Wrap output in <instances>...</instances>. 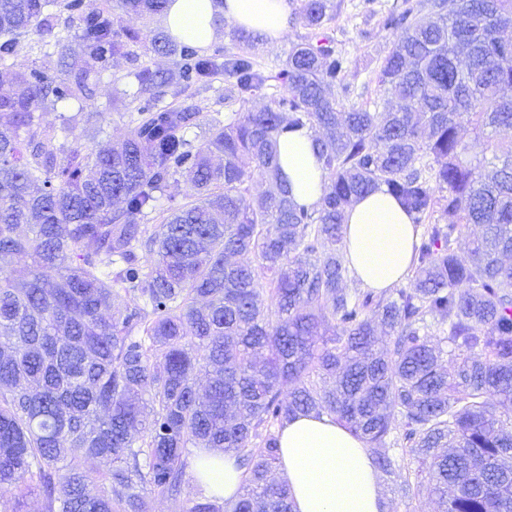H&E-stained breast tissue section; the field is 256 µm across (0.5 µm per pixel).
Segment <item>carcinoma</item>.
I'll use <instances>...</instances> for the list:
<instances>
[{
  "instance_id": "1",
  "label": "carcinoma",
  "mask_w": 512,
  "mask_h": 512,
  "mask_svg": "<svg viewBox=\"0 0 512 512\" xmlns=\"http://www.w3.org/2000/svg\"><path fill=\"white\" fill-rule=\"evenodd\" d=\"M55 0H0V62L19 35L53 24ZM167 0H69L81 62L61 40V73L32 70L0 85V499L4 512H146L147 488L182 512H292L276 428L327 414L365 440L400 490L438 497V512H512V0H405L374 109L343 110L346 59L333 42L292 46L264 109L228 124L160 107L172 81L133 73L145 102L119 147L67 150L35 109L88 100L108 59L124 54L116 12L145 22ZM330 0H302L319 27ZM178 55L179 90L213 60ZM224 67L240 101L268 77L249 56ZM475 130L459 136L460 115ZM205 126L199 145L186 130ZM307 126L324 172L319 207L278 184L277 138ZM491 161L466 160L474 146ZM276 191L250 196L254 173ZM192 198L163 208L170 177ZM384 185L415 224L410 283L389 299L346 286V211ZM156 214L160 222L145 221ZM482 234L465 257L464 226ZM336 243L327 249L325 243ZM252 255L254 262L231 261ZM29 260L14 267L18 257ZM433 321L443 336L428 334ZM388 329L378 346L374 325ZM451 356L453 370L443 365ZM232 452L239 499L181 501L189 448ZM105 460L98 477L86 465Z\"/></svg>"
}]
</instances>
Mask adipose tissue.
<instances>
[{
  "label": "adipose tissue",
  "instance_id": "obj_1",
  "mask_svg": "<svg viewBox=\"0 0 512 512\" xmlns=\"http://www.w3.org/2000/svg\"><path fill=\"white\" fill-rule=\"evenodd\" d=\"M289 0H168L163 15L169 35L198 48L216 40L221 23L278 45L288 31ZM282 181L294 202L316 207L324 192L314 133L302 127L279 136ZM420 230L385 187L372 190L347 211L344 257L362 286L381 294L401 283L412 266ZM280 473L293 512H386L377 471L365 443L328 415L300 413L279 430ZM191 472L205 497L231 502L244 484L234 454L203 451Z\"/></svg>",
  "mask_w": 512,
  "mask_h": 512
}]
</instances>
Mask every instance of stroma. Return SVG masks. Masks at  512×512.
<instances>
[{
    "label": "stroma",
    "instance_id": "obj_1",
    "mask_svg": "<svg viewBox=\"0 0 512 512\" xmlns=\"http://www.w3.org/2000/svg\"><path fill=\"white\" fill-rule=\"evenodd\" d=\"M404 0H331L329 11L322 27L306 25L301 15V0H290L291 21L288 32L281 43L273 48L266 47L263 41L248 44L241 41L239 32L222 27L220 36L207 50L208 56L223 61L231 55H251L268 81L253 91L247 103L229 94L234 84L230 74L219 73L211 81L199 84L184 92H176L174 87L161 88L160 105L188 108L202 116H220L224 122H231L242 107L258 111L263 109L271 93H285L286 88L274 76L288 57L293 44L327 37L333 40L337 50L348 59L346 84L348 91L340 97L343 108L353 106L372 107L381 98L378 83L379 70L384 56L391 47L392 36L383 26L387 11L402 8ZM119 26L138 30L140 38L129 44L128 55L109 60L101 71L91 101L82 104L74 100L48 103L38 111L41 122L61 125L70 123L73 127L65 141L66 148L89 147L99 140L112 143L123 142L129 136L143 100L136 94L134 71L148 67L168 71L174 67L172 55L155 51L153 41L164 36L162 18H154L150 23L128 16H120ZM44 35L29 32L20 37L12 56L0 66V83L10 82L15 75L39 70L56 74L55 57L46 54ZM417 468L412 457L398 456L397 468L392 475H380L387 512H415L418 502L401 495L399 486L406 476Z\"/></svg>",
    "mask_w": 512,
    "mask_h": 512
}]
</instances>
